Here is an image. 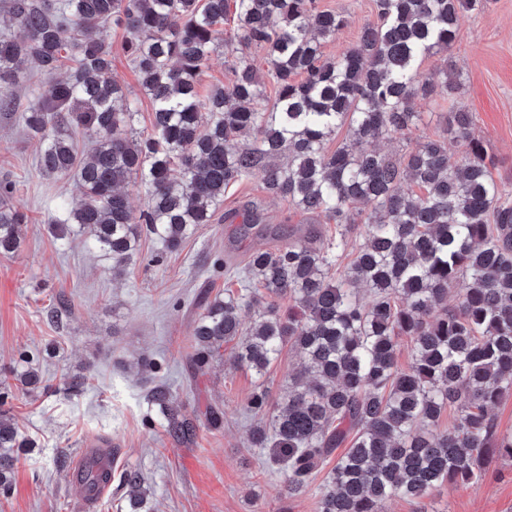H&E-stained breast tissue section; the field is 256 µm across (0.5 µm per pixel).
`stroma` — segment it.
<instances>
[{"label": "stroma", "instance_id": "obj_1", "mask_svg": "<svg viewBox=\"0 0 512 512\" xmlns=\"http://www.w3.org/2000/svg\"><path fill=\"white\" fill-rule=\"evenodd\" d=\"M316 5L343 10L349 19L324 44L328 57L355 44L375 18L374 0ZM102 36L112 46L113 76L138 100L139 128L149 129L153 106L123 50V29L110 24ZM451 54L463 85L457 93L440 88L417 102L411 138L442 136L449 112H471L494 181L512 187V0H487L483 10L463 14ZM36 155L37 144L26 136L18 113L0 112V182L11 184L29 218L18 250L0 255V368L33 367L42 384L34 392L15 381L9 387L10 413L33 445L19 452L0 512H85L58 461L76 460L91 442L111 448L113 473L131 468L143 474L155 512H319L313 489L289 496L286 472L270 461L268 450L252 446L256 420L244 408L261 384L272 402H280L300 368L299 354L284 349L262 380L236 363L233 344L197 374L188 354L201 299L237 287L249 253L270 244L253 235L228 250L236 226L226 213L254 200L272 225L313 224L327 236L335 234V225L289 209L254 175L229 187L211 223L198 227L179 250L168 251L148 236L116 271L111 259L90 248L86 235L52 231L58 202L79 203L81 194L75 177L44 175ZM61 300L68 308L50 322L47 312ZM141 357L155 360L158 370H139ZM76 376L88 377L87 389L64 394L62 384ZM161 382L196 418L192 440H174L148 403L149 389ZM213 406L224 412L223 429L207 424ZM386 512H512V458L496 457L478 484L444 485L418 502L395 497Z\"/></svg>", "mask_w": 512, "mask_h": 512}]
</instances>
